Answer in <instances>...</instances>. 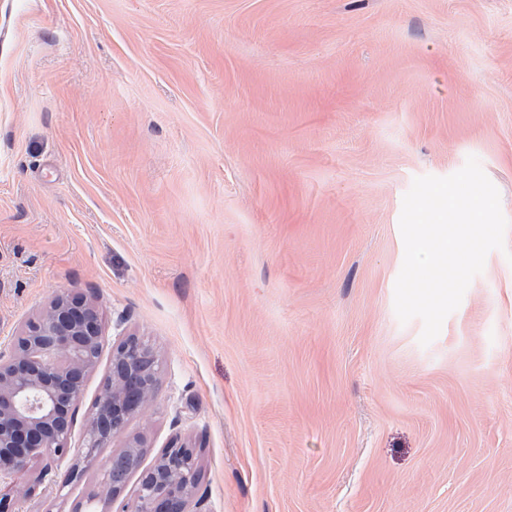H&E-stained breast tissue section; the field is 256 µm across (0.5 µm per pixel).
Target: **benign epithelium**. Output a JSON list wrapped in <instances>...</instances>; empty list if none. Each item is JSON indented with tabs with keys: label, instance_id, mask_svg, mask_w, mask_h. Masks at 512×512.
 I'll use <instances>...</instances> for the list:
<instances>
[{
	"label": "benign epithelium",
	"instance_id": "obj_1",
	"mask_svg": "<svg viewBox=\"0 0 512 512\" xmlns=\"http://www.w3.org/2000/svg\"><path fill=\"white\" fill-rule=\"evenodd\" d=\"M100 351L95 303L62 293L25 325L8 352L0 351V482L21 479L32 461L70 452L75 409ZM153 352L133 339L112 349V368L86 424L84 459L120 434L154 392ZM141 442L134 438L119 455L133 472ZM199 482L196 449L173 442L143 470L132 502L119 512H186ZM126 481L110 478L105 466L101 492L75 504L72 512H112Z\"/></svg>",
	"mask_w": 512,
	"mask_h": 512
}]
</instances>
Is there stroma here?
<instances>
[{"mask_svg": "<svg viewBox=\"0 0 512 512\" xmlns=\"http://www.w3.org/2000/svg\"><path fill=\"white\" fill-rule=\"evenodd\" d=\"M471 155L512 220V0H0V350L64 292L102 327L12 512L133 437L203 512H512V227L431 344L394 309L403 197ZM124 335L155 392L87 464Z\"/></svg>", "mask_w": 512, "mask_h": 512, "instance_id": "1", "label": "stroma"}]
</instances>
